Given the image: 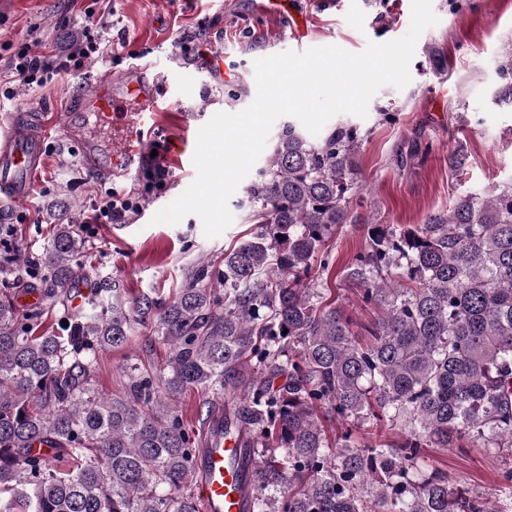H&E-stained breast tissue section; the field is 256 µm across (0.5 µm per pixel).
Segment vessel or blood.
Returning a JSON list of instances; mask_svg holds the SVG:
<instances>
[{
	"label": "vessel or blood",
	"instance_id": "vessel-or-blood-1",
	"mask_svg": "<svg viewBox=\"0 0 512 512\" xmlns=\"http://www.w3.org/2000/svg\"><path fill=\"white\" fill-rule=\"evenodd\" d=\"M154 66H136L132 76L92 84L63 114L62 127L72 140L82 142V162L103 168L115 178L140 169L158 139L166 101L156 91ZM99 129L89 132L90 117ZM42 132L36 121H16L10 137L0 144V208L24 202L44 163ZM197 495L203 512H244L252 479V464L233 439H217L198 461Z\"/></svg>",
	"mask_w": 512,
	"mask_h": 512
}]
</instances>
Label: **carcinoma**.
Listing matches in <instances>:
<instances>
[{"instance_id": "obj_1", "label": "carcinoma", "mask_w": 512, "mask_h": 512, "mask_svg": "<svg viewBox=\"0 0 512 512\" xmlns=\"http://www.w3.org/2000/svg\"><path fill=\"white\" fill-rule=\"evenodd\" d=\"M500 70L512 106V48ZM361 142L349 123L316 141L286 125L246 186L256 230L170 300L128 302L102 280L70 312L84 243L69 218L37 258L0 262V512H200L208 437L173 408L192 388L224 397V432L252 449L251 512H487L425 460L462 440L512 451V184L421 224L363 222ZM359 223L344 279L377 313L356 333L323 301L315 261ZM17 278L41 285L37 303L17 305ZM59 306L66 335L37 333ZM135 324L167 346L166 373L132 365L125 391L105 396L92 363ZM323 413L346 424L334 442ZM387 426L401 438L365 442ZM44 444L70 466L53 468Z\"/></svg>"}]
</instances>
